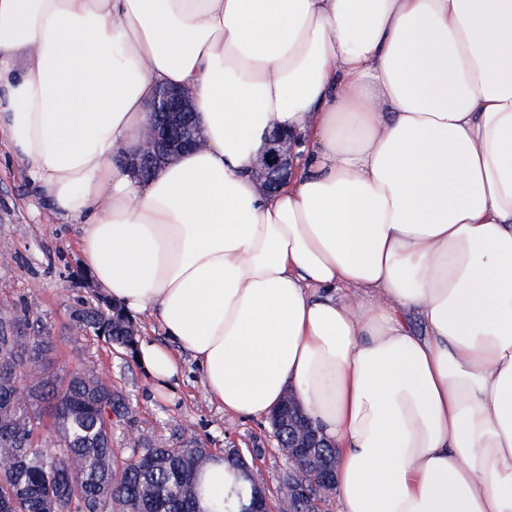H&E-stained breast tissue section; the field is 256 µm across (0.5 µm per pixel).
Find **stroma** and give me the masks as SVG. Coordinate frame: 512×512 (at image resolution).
<instances>
[{
    "mask_svg": "<svg viewBox=\"0 0 512 512\" xmlns=\"http://www.w3.org/2000/svg\"><path fill=\"white\" fill-rule=\"evenodd\" d=\"M34 190L23 163L0 146V250L10 254L0 262V310H27L46 325L55 338L54 361L60 374H68L91 361L104 379L125 394L132 411V425L112 431V446L119 458L132 455L129 428L149 433L161 442L174 432L191 428L214 454L232 450L254 452L268 491H276L288 467L270 421L241 419L225 414L205 395L199 370L185 360L178 380L158 388L139 361L128 358L104 339L87 333L75 335L70 314L78 301L93 302L104 291L82 267L80 225L34 209Z\"/></svg>",
    "mask_w": 512,
    "mask_h": 512,
    "instance_id": "35a3bbf8",
    "label": "stroma"
}]
</instances>
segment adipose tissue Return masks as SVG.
<instances>
[{
    "instance_id": "ef3b65f1",
    "label": "adipose tissue",
    "mask_w": 512,
    "mask_h": 512,
    "mask_svg": "<svg viewBox=\"0 0 512 512\" xmlns=\"http://www.w3.org/2000/svg\"><path fill=\"white\" fill-rule=\"evenodd\" d=\"M161 85L204 141L144 177ZM0 113L83 265L225 413L294 395L341 512H512V0H0ZM291 178L258 190L269 132Z\"/></svg>"
}]
</instances>
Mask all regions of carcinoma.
<instances>
[{
	"label": "carcinoma",
	"instance_id": "carcinoma-1",
	"mask_svg": "<svg viewBox=\"0 0 512 512\" xmlns=\"http://www.w3.org/2000/svg\"><path fill=\"white\" fill-rule=\"evenodd\" d=\"M73 311L80 332L136 357L135 326L119 306L103 299ZM52 351L54 337L43 324L24 313H0V512H197L199 472L211 457L206 444L192 431L174 434L172 443L146 434L132 456L116 460L104 406L125 422L126 396L102 382L92 363L58 376ZM46 416L56 435L43 442ZM331 462L332 448H315L311 458L283 472L279 492L290 512H315V500L294 489H314ZM224 468L230 488L222 512H250L259 491L251 466L232 451Z\"/></svg>",
	"mask_w": 512,
	"mask_h": 512
}]
</instances>
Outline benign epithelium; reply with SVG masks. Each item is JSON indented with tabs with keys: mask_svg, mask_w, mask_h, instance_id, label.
Returning a JSON list of instances; mask_svg holds the SVG:
<instances>
[{
	"mask_svg": "<svg viewBox=\"0 0 512 512\" xmlns=\"http://www.w3.org/2000/svg\"><path fill=\"white\" fill-rule=\"evenodd\" d=\"M152 118L142 134V148L134 159L138 171L149 174L166 160L201 142V132L194 121L196 107L187 92L162 85L150 106ZM294 143L286 135L275 134L265 144L257 163V180L263 192L270 193L291 174ZM288 418V459L291 466L309 456L316 435L312 432L293 398L284 400L282 410L273 420Z\"/></svg>",
	"mask_w": 512,
	"mask_h": 512,
	"instance_id": "7a95c632",
	"label": "benign epithelium"
}]
</instances>
